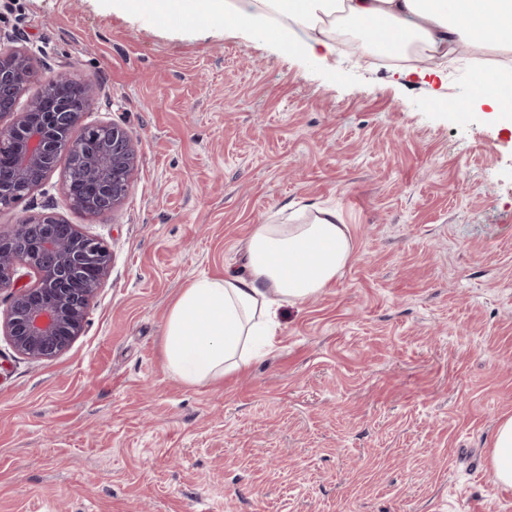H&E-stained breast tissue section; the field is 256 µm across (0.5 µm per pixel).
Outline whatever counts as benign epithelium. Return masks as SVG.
I'll return each instance as SVG.
<instances>
[{"instance_id": "7a95c632", "label": "benign epithelium", "mask_w": 512, "mask_h": 512, "mask_svg": "<svg viewBox=\"0 0 512 512\" xmlns=\"http://www.w3.org/2000/svg\"><path fill=\"white\" fill-rule=\"evenodd\" d=\"M33 52L0 41V207L33 195L66 156L62 177L72 206L104 214L125 202L137 170L133 139L113 123L89 126L87 107L101 88L82 83L84 104L55 98L56 82L37 81ZM112 255L51 211L31 214L0 235V291L10 290L0 330L21 355L51 359L82 334L91 299L109 275Z\"/></svg>"}]
</instances>
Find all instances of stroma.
Listing matches in <instances>:
<instances>
[{
	"label": "stroma",
	"instance_id": "35a3bbf8",
	"mask_svg": "<svg viewBox=\"0 0 512 512\" xmlns=\"http://www.w3.org/2000/svg\"><path fill=\"white\" fill-rule=\"evenodd\" d=\"M159 0H0L39 82L100 84L89 122L133 137L123 208H44L104 240L82 335L34 361L0 336V512H512L490 468L512 415V131L439 78L225 21L154 23ZM458 96L459 124L435 101ZM341 209L355 258L285 307L268 354L218 386L168 371L181 288L241 267L256 225Z\"/></svg>",
	"mask_w": 512,
	"mask_h": 512
}]
</instances>
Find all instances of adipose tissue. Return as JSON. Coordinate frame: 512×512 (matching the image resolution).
Returning <instances> with one entry per match:
<instances>
[{
	"mask_svg": "<svg viewBox=\"0 0 512 512\" xmlns=\"http://www.w3.org/2000/svg\"><path fill=\"white\" fill-rule=\"evenodd\" d=\"M165 0L167 15L190 22L234 18L238 32L273 28L279 40L306 34L311 54L336 53L346 28L381 25L389 41L377 55L404 53L410 39L441 56L460 43L482 47L487 32L503 35L512 52V0ZM466 16L467 25L457 23ZM301 224H260L244 247L246 274L201 277L182 289L164 328L169 372L189 386L223 380L264 356L272 346L283 304H302L335 282L354 258L341 212L304 206ZM490 465L496 483L512 486V416L494 434Z\"/></svg>",
	"mask_w": 512,
	"mask_h": 512,
	"instance_id": "1",
	"label": "adipose tissue"
}]
</instances>
